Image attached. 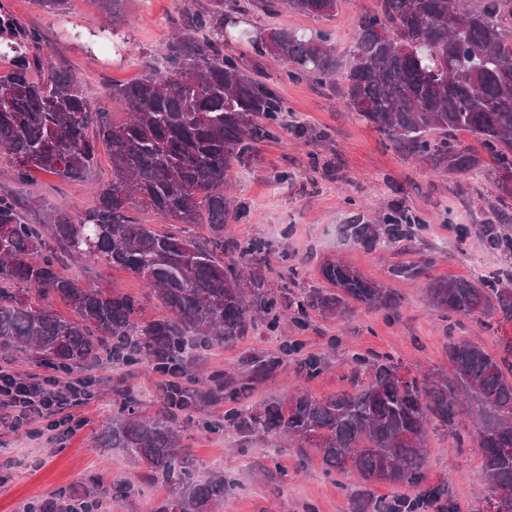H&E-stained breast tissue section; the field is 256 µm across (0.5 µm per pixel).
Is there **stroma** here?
I'll use <instances>...</instances> for the list:
<instances>
[{
  "label": "stroma",
  "instance_id": "obj_1",
  "mask_svg": "<svg viewBox=\"0 0 512 512\" xmlns=\"http://www.w3.org/2000/svg\"><path fill=\"white\" fill-rule=\"evenodd\" d=\"M5 3L21 23L41 32L48 61L75 75L95 104L104 102L107 86L136 81L145 62L162 61L173 32L172 17L187 7L209 6V0H125L115 29L106 23L97 0H64L52 13L38 0ZM376 10L377 0H342L338 14L327 18L287 9L272 17L251 10L246 17L258 26L326 35L342 67L350 61L358 19ZM236 53L246 71L271 86L311 136L302 142L283 134L260 143L255 159L234 170L224 194L244 203L247 212L230 222L231 231L237 238H257L268 245L272 284L291 279L299 288L324 287L322 263L340 256L364 277L393 288L401 303L393 310L360 308L339 319L313 312L305 326L291 324L275 332L257 324L249 336L213 346L191 364L198 384H206L216 372L242 376L254 354L275 356L286 344L297 345L302 355L324 358L327 369L308 381L295 361H288L252 389L250 403L281 396L299 384L318 397L336 395L349 387L356 354L389 355L405 374L415 376L447 369L452 339L501 354V339L512 336V322L496 317L483 325L439 312L427 299L425 278H393L387 273L390 265L419 261L437 277L468 278L476 264L487 272L512 271V256L489 248L483 238L484 226L496 221L499 191L496 163L482 144L468 132H457V142L478 158L480 168L474 173L447 172L394 148L348 109L340 91L309 77L289 80L284 65L257 56L250 47H238ZM284 170L292 173V180L277 183V174ZM11 175L6 156L0 154V183L12 182ZM110 177V159L103 151L87 178L63 180L38 173L32 182L12 184L16 192L35 196L42 207L80 211L93 205V186ZM393 199L403 201L417 223L412 249L369 248L348 241L346 224L359 216L365 223L374 222ZM64 272L140 296L146 317L164 314L143 280L126 271L69 260ZM86 371L98 379L97 395L73 407L74 417L83 422L74 435L51 440L42 435L41 424L13 428L0 423V512H25L31 503L92 482L108 489L117 482L135 481L143 472V465L123 449L100 448L95 440L116 411L114 385L124 383L140 411L152 414L162 402L167 376L149 362L127 368L104 355L86 368L60 370L56 376L66 383ZM226 408L221 401L198 406L184 424L182 439L197 460L199 475L220 470L234 482L219 512H349L358 487L355 476L327 473L318 455L301 454L278 437L246 441L229 429L212 430ZM428 473L431 480L447 482L464 512L484 508L488 488L476 448L455 447L447 435L432 432Z\"/></svg>",
  "mask_w": 512,
  "mask_h": 512
}]
</instances>
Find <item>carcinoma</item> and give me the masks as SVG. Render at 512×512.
Masks as SVG:
<instances>
[{
  "label": "carcinoma",
  "instance_id": "cac0c4a2",
  "mask_svg": "<svg viewBox=\"0 0 512 512\" xmlns=\"http://www.w3.org/2000/svg\"><path fill=\"white\" fill-rule=\"evenodd\" d=\"M99 2L118 26L123 0ZM228 2L210 0L208 9L174 22L166 70L152 68L136 82L107 89V102L125 114L119 121L109 107L92 104L76 78L47 64L41 32L20 24L0 3V57L12 62L0 73V151L14 179L28 183L33 172L83 178L101 147L112 165L93 206L81 212L54 207L42 222L33 218L35 197L0 185V353L30 352L41 365L69 369L104 350L118 366L148 360L171 377L164 406L151 417L140 415L129 390L115 386L118 409L99 438V447L123 448L143 462L145 480L169 485L168 496L150 512H214L224 503L230 488L224 473L196 476L177 430L179 417L205 400L232 404L224 426L245 440L278 436L319 455L328 473L354 472L360 490L351 512H460L448 484L429 483L426 448L431 430L463 444L466 406L475 417L469 437L482 474L493 495L512 502V337L502 339L498 357L470 342L449 341V374L405 377L393 359L372 355L359 359L370 382L354 393L318 398L294 391L240 408L234 404L249 385L288 358H298L308 379L324 371V360L300 358L285 346L278 357H251L246 381L216 373L204 391L188 371L203 351L248 335L260 320L278 330L308 311L342 318L354 303L399 304L392 289L341 258L322 266L329 287L277 295L261 270L269 262L266 244L224 235V226L246 212L224 197L233 168L279 129L296 139L308 136L301 123L286 121L276 91L245 72L228 33L258 55L287 64L291 80L325 84L340 76L348 108L411 156L473 171L477 159L453 139L464 130L496 156L500 169H512V0H378V12L359 19L352 61L341 72L326 36L265 28V37L254 40L256 27L240 26L243 9L228 11ZM338 2L248 0L246 8L268 15L288 8L318 18L336 13ZM451 10L458 13L453 30ZM499 190L497 224L485 233L491 248L512 254V181ZM134 206L151 210L171 231L159 235L130 220ZM184 224L209 225L211 246L183 234ZM414 225L402 201L393 200L377 223L349 224L346 232L354 244L391 247L411 242ZM72 257L143 278L166 315L145 320L138 297L68 277L62 265ZM425 270L398 264L388 273L417 278ZM426 291L441 312L478 321L500 313L512 320V272L488 274L478 285L433 279ZM55 299L74 317L59 316ZM311 433L322 443L309 448L304 439ZM377 483L409 493L374 498L370 488ZM100 495L97 486H85L42 502L35 512H94Z\"/></svg>",
  "mask_w": 512,
  "mask_h": 512
}]
</instances>
